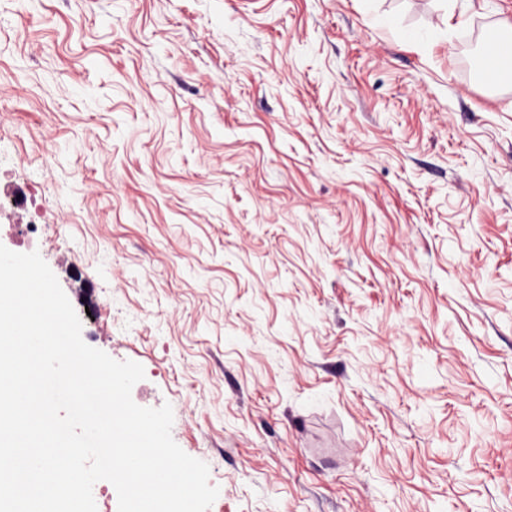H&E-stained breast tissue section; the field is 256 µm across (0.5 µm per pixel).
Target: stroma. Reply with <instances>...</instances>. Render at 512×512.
I'll list each match as a JSON object with an SVG mask.
<instances>
[{
	"mask_svg": "<svg viewBox=\"0 0 512 512\" xmlns=\"http://www.w3.org/2000/svg\"><path fill=\"white\" fill-rule=\"evenodd\" d=\"M448 4L0 0V245L210 512H512V0ZM489 45L498 48V63L495 64L492 72L485 71L488 82L495 83L496 80L511 81L512 72V25L497 24L489 27L482 39V51L484 57L487 54Z\"/></svg>",
	"mask_w": 512,
	"mask_h": 512,
	"instance_id": "obj_1",
	"label": "stroma"
}]
</instances>
